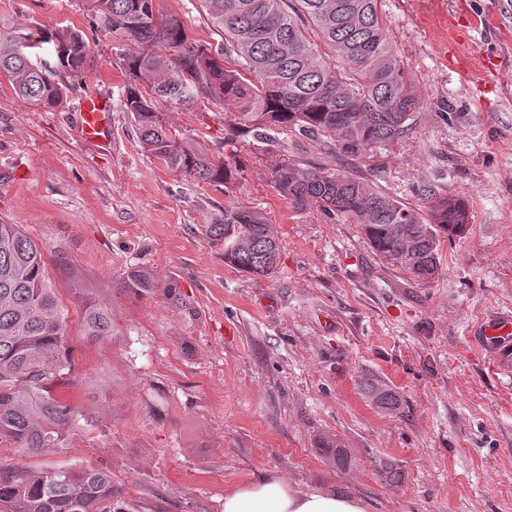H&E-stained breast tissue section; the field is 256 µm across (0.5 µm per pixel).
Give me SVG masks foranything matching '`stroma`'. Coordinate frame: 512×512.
<instances>
[{"label": "stroma", "instance_id": "35a3bbf8", "mask_svg": "<svg viewBox=\"0 0 512 512\" xmlns=\"http://www.w3.org/2000/svg\"><path fill=\"white\" fill-rule=\"evenodd\" d=\"M191 38L221 37L198 0H157ZM387 37L417 91L408 133L347 157L295 130L245 138L232 190L172 171L142 148L122 108L119 40L91 30L82 0H0L18 27L84 31L88 67L62 108L45 110L0 80V224L38 243L67 313L83 412L65 454L40 465L112 471V512H222L225 490L264 473L333 488L366 512H512V368L485 340L512 315V0H380ZM112 102V144L81 138L86 87ZM171 129L224 154L233 107L165 106ZM290 161L361 177L422 210L464 199L463 237L442 240L430 285L378 256L357 225L295 209L272 187ZM261 211L280 240L276 274L224 262L206 227L229 204ZM176 283L195 311L123 286L128 268ZM109 309L112 334H81L86 303ZM398 395L375 407L361 383ZM342 439L357 457L336 470L316 450ZM395 463L391 485L376 461Z\"/></svg>", "mask_w": 512, "mask_h": 512}]
</instances>
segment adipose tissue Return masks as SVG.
<instances>
[{"instance_id":"1","label":"adipose tissue","mask_w":512,"mask_h":512,"mask_svg":"<svg viewBox=\"0 0 512 512\" xmlns=\"http://www.w3.org/2000/svg\"><path fill=\"white\" fill-rule=\"evenodd\" d=\"M223 512H366V509L349 495L293 486L270 472L226 490Z\"/></svg>"}]
</instances>
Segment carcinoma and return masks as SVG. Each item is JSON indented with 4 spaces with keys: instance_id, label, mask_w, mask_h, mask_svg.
Wrapping results in <instances>:
<instances>
[{
    "instance_id": "carcinoma-1",
    "label": "carcinoma",
    "mask_w": 512,
    "mask_h": 512,
    "mask_svg": "<svg viewBox=\"0 0 512 512\" xmlns=\"http://www.w3.org/2000/svg\"><path fill=\"white\" fill-rule=\"evenodd\" d=\"M89 25L126 44L128 76L123 101L146 152L177 172L226 188L238 180L237 139L272 141L271 133L296 129L334 142L345 154L384 146L409 129L420 110L416 90L386 35L379 0H199L224 44L190 39L181 17L155 9V0H83ZM49 50L45 61L35 55ZM89 42L70 27L0 25V76L14 93L56 108L69 81L84 70ZM224 102L236 123L224 136L233 151L216 160L203 147L166 125L161 108L199 100ZM274 189L291 204L359 225L372 249L428 285L440 274L441 238L461 237L469 224L463 200L434 196L420 213L370 183L319 167L283 162L270 170ZM224 243V263L254 276L275 272L279 242L258 210L224 207V222L206 226ZM124 287L149 295L158 284L152 270L133 266ZM166 298L192 314L178 286ZM66 321L49 280L40 247L16 224H0V442L26 458L66 450L80 413L57 389L73 377ZM82 335L92 343L112 335L107 308L84 306ZM366 395L394 411L400 400L375 379ZM319 449L345 471L356 457L339 438ZM392 485L402 472L379 463ZM0 512H112V470L95 464L23 466L0 472Z\"/></svg>"
}]
</instances>
